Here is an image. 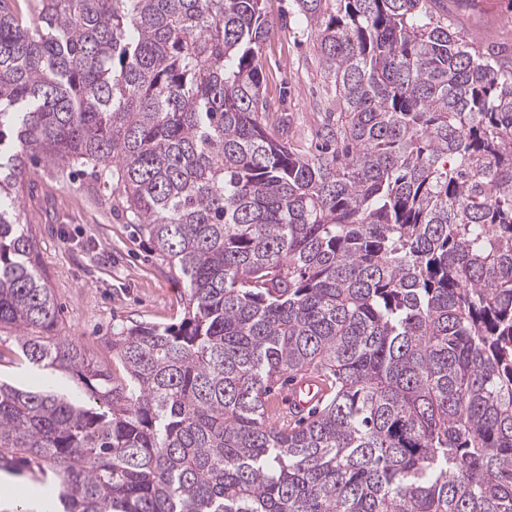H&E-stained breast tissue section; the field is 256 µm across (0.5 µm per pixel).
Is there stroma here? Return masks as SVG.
I'll use <instances>...</instances> for the list:
<instances>
[{
    "mask_svg": "<svg viewBox=\"0 0 512 512\" xmlns=\"http://www.w3.org/2000/svg\"><path fill=\"white\" fill-rule=\"evenodd\" d=\"M457 23L485 41L512 40V0H448ZM294 0H269L275 33L261 59L272 111L294 117L296 138H308L313 103L323 79L313 59V36L294 13ZM21 201L23 218L39 230V263L46 273L68 336L96 361H111L105 342L131 322H173L184 285L129 224L108 187L87 172L70 175L30 167ZM0 379L36 388L53 380L76 397L81 387L59 372L44 377L23 361L12 330L0 331Z\"/></svg>",
    "mask_w": 512,
    "mask_h": 512,
    "instance_id": "obj_1",
    "label": "stroma"
}]
</instances>
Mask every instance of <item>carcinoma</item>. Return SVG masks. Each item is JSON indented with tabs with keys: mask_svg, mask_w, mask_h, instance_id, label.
<instances>
[{
	"mask_svg": "<svg viewBox=\"0 0 512 512\" xmlns=\"http://www.w3.org/2000/svg\"><path fill=\"white\" fill-rule=\"evenodd\" d=\"M0 0V327L85 396L0 383L47 512H512V48L446 0H295L326 86L264 111L268 0ZM89 168L185 286L62 335L19 206ZM324 399L271 421L274 385Z\"/></svg>",
	"mask_w": 512,
	"mask_h": 512,
	"instance_id": "carcinoma-1",
	"label": "carcinoma"
}]
</instances>
